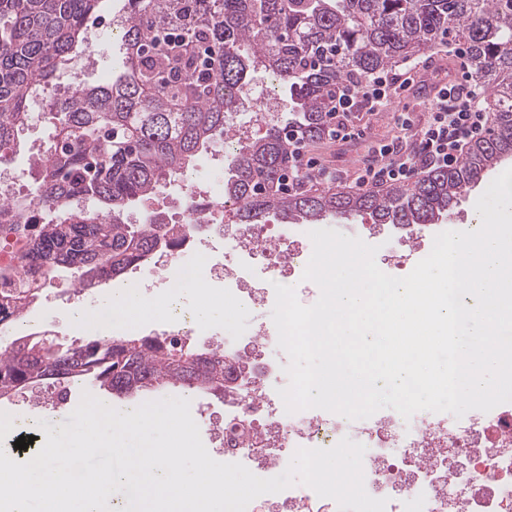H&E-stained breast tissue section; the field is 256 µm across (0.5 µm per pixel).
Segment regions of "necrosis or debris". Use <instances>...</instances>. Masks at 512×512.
Wrapping results in <instances>:
<instances>
[{"instance_id": "obj_1", "label": "necrosis or debris", "mask_w": 512, "mask_h": 512, "mask_svg": "<svg viewBox=\"0 0 512 512\" xmlns=\"http://www.w3.org/2000/svg\"><path fill=\"white\" fill-rule=\"evenodd\" d=\"M239 98L255 118L249 124L229 118L228 149L251 140L281 110L274 95L250 85ZM224 241L236 255L220 266L224 284L239 288L237 302L256 310L275 302L274 283L284 272L307 265L312 255L266 224L228 225ZM258 269L268 283L259 292L247 287ZM223 345L224 421L213 433L225 462L272 478L288 467L297 449H329L346 437L365 445V489L386 499L385 512H512V402L459 419L421 411L407 420L390 408L357 421L322 409L290 414L278 394L289 383V358L278 346L275 325L256 321L247 335L225 334ZM260 510L339 512V507L311 488L293 485Z\"/></svg>"}]
</instances>
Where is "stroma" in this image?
<instances>
[{
	"label": "stroma",
	"mask_w": 512,
	"mask_h": 512,
	"mask_svg": "<svg viewBox=\"0 0 512 512\" xmlns=\"http://www.w3.org/2000/svg\"><path fill=\"white\" fill-rule=\"evenodd\" d=\"M126 2L127 0H103L98 16L89 18L87 22L93 45L99 48L100 54L97 68L85 77L86 85L96 86L110 83L112 78H115L124 69V58L118 40L109 32L101 29L100 20L122 13ZM79 64V58L75 57L61 69L59 78L48 88L44 100L34 107L32 121L19 131L17 136L18 152L11 165V172L17 183L24 185L28 182V147L49 142L52 126L44 120L43 114L48 111L53 102L65 95L66 79ZM363 124L365 126L363 139L343 145L324 139L311 146L312 152L321 163L343 169L344 174L340 184L344 191L351 193L356 190L353 174L358 160L367 156L368 149L374 141L388 139L398 133L392 116L388 113L364 116ZM229 163L230 160L225 155L224 147L218 146L198 153L190 164V172L195 176V184L201 188H217L224 184L229 172ZM112 291V285L108 284L94 292L77 296L70 292L66 278H58L45 288L39 303L28 313L25 331L29 334L47 333L50 338L67 345L76 340H85L88 336L87 330L68 322L64 317L65 311L76 307L87 311L98 310L105 307L110 301ZM258 318L270 320V310L254 312L239 307L228 319L217 318L208 324L195 327L192 338L199 346L205 347L216 343L224 331L244 333ZM81 394V389H72L65 406L61 408L52 404L36 405L21 397L10 403L0 401V419L14 413L26 414L29 422L38 427L34 445L39 448L45 443L47 435H60L63 427L72 424L71 413L78 405ZM170 394L190 400L191 415L199 427L203 444L214 460L223 461L224 451L215 446L210 435L209 425L211 413L223 412V401L205 391L187 388L171 389Z\"/></svg>",
	"instance_id": "obj_1"
}]
</instances>
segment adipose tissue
Wrapping results in <instances>:
<instances>
[{"instance_id":"1","label":"adipose tissue","mask_w":512,"mask_h":512,"mask_svg":"<svg viewBox=\"0 0 512 512\" xmlns=\"http://www.w3.org/2000/svg\"><path fill=\"white\" fill-rule=\"evenodd\" d=\"M188 291L195 292L200 298L194 313L196 323L210 320L218 308L210 300L208 285L195 279L173 277L168 282L166 292L162 294L148 293L139 288L116 290L109 306L112 323L116 326L132 327L147 320L168 317L170 302L179 299Z\"/></svg>"}]
</instances>
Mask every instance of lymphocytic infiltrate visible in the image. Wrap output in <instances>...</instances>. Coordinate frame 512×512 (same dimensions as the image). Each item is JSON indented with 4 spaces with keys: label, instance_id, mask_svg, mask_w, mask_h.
Masks as SVG:
<instances>
[{
    "label": "lymphocytic infiltrate",
    "instance_id": "obj_1",
    "mask_svg": "<svg viewBox=\"0 0 512 512\" xmlns=\"http://www.w3.org/2000/svg\"><path fill=\"white\" fill-rule=\"evenodd\" d=\"M423 60L408 63L398 72L370 74L358 84H340L328 96V126L331 141L349 142L361 137L360 112L392 113L395 124L411 140L408 149H397L395 141L378 142L370 157L358 168L354 182L359 188H379L404 183L428 172L459 163L472 142L489 133V90L476 83L470 72L460 70L457 77L440 88L423 121L400 111L401 99L423 67ZM292 149L288 155L286 189L300 186L305 176L330 182L338 179V169L321 164L307 150L304 134L290 131Z\"/></svg>",
    "mask_w": 512,
    "mask_h": 512
}]
</instances>
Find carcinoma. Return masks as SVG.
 <instances>
[{"label": "carcinoma", "instance_id": "obj_1", "mask_svg": "<svg viewBox=\"0 0 512 512\" xmlns=\"http://www.w3.org/2000/svg\"><path fill=\"white\" fill-rule=\"evenodd\" d=\"M99 0H0V162L32 116L33 86L48 88L89 43L86 21ZM124 72L81 88L56 111L44 159L32 156L34 190L0 198V240L24 246V263L49 283L67 277L96 290L146 262L173 255L199 233V218L171 224L128 210L181 178L199 152L224 137L226 118L257 67L294 108L231 160L224 197L236 223L318 224L365 213L376 224H433L512 156V0H128L120 17ZM450 37L463 43L475 77L493 90L488 136L455 166L384 192L285 194L279 183L288 131L325 136L327 99ZM44 287L4 293L0 330L16 332ZM90 385L117 397L180 386L224 398V347L187 336H101L65 345L19 335L0 348V400Z\"/></svg>", "mask_w": 512, "mask_h": 512}]
</instances>
